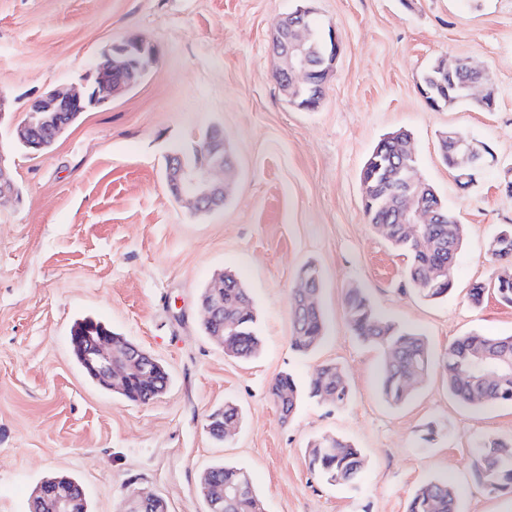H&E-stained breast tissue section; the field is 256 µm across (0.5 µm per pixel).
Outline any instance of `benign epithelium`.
Masks as SVG:
<instances>
[{
  "instance_id": "1",
  "label": "benign epithelium",
  "mask_w": 512,
  "mask_h": 512,
  "mask_svg": "<svg viewBox=\"0 0 512 512\" xmlns=\"http://www.w3.org/2000/svg\"><path fill=\"white\" fill-rule=\"evenodd\" d=\"M315 10L310 5H302L284 16L275 24L271 33L274 54L280 61L277 69L279 85L292 105L306 111L318 109L323 101L321 91L336 69V61L341 53L342 43L335 28L328 30L330 50L322 68L315 69L308 56V46L312 36V16ZM143 48L134 37L113 44L104 51L102 62L95 66L92 89L97 104L103 105L120 89L136 85L142 78L148 62L131 54V46ZM469 69L478 79L466 84L470 98L493 99L495 91L487 74L474 66ZM87 95L83 92L63 93L53 91L34 101L27 118L16 128V135L27 142L29 131L45 128L61 133L73 120L72 114L87 111ZM454 152L456 165L460 168L482 167L486 164V146L469 135L450 131L443 135ZM232 166V158L224 143L205 146V159L193 168H188L175 157L170 160L166 172L168 184L174 188L178 200L195 210L208 211L224 205V183L216 180V174ZM15 192L5 157L0 152V199L13 197ZM437 211L419 202L417 196L405 199L396 214V223L404 225L405 232L417 235L419 225L432 224ZM206 322L224 320V298L214 292L203 306ZM71 348L78 352L86 371L99 385L128 393L132 384H149L155 374L154 361L137 348L123 354L112 345V336L100 334L91 336L75 333L70 336ZM471 378L476 382L502 383L512 377V361L486 356L477 357L471 366ZM80 490L74 486H58L52 492V512H76Z\"/></svg>"
}]
</instances>
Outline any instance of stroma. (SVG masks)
<instances>
[{"label": "stroma", "mask_w": 512, "mask_h": 512, "mask_svg": "<svg viewBox=\"0 0 512 512\" xmlns=\"http://www.w3.org/2000/svg\"><path fill=\"white\" fill-rule=\"evenodd\" d=\"M299 0H0V95L12 112L0 144L20 199L0 201V512H28L37 486L77 481L88 512H126L133 492L167 512H207L209 467L251 474L264 512H406L415 490L445 477L458 512H512V497L475 480L471 450L512 438V403L472 408L448 393L449 344L478 331L512 334V306L474 282L494 283L491 237L512 225L498 189L512 165V0H313L343 42L319 109L292 106L274 78L269 36ZM141 39L142 81L82 113L43 153L14 137L32 102L82 87L109 45ZM440 58L484 69L492 111L431 108L419 90ZM218 128L234 160L223 208L195 213L171 194L170 156ZM406 129L419 172L465 229L453 288L429 301L407 260L368 223L361 171L388 132ZM466 131L492 154L468 189L441 159L439 139ZM321 277L325 338L295 351L290 294L301 268ZM249 289L262 339L257 357L225 356L207 336L201 294L218 272ZM377 313L425 334L426 381L399 407L379 391L383 353L353 336L347 288ZM101 322L153 356L165 391L143 404L93 381L70 336ZM338 364L351 397L336 406L301 397L282 418L269 387L290 373L306 389ZM236 404L240 423L213 437L209 416ZM336 435L366 458L361 481L331 485L308 466V445Z\"/></svg>", "instance_id": "1"}]
</instances>
